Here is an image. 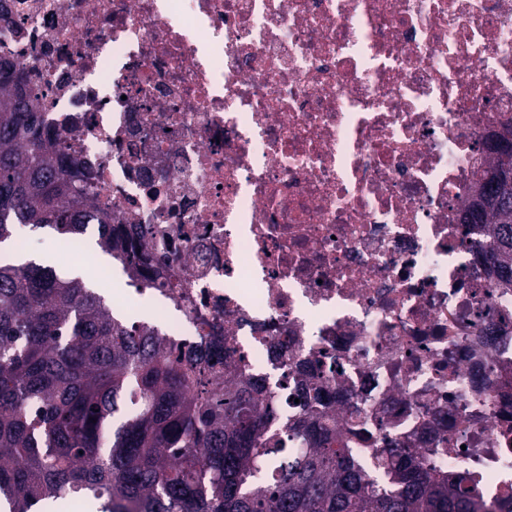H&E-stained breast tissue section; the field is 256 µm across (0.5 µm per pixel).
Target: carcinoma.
I'll use <instances>...</instances> for the list:
<instances>
[{"label":"carcinoma","instance_id":"1","mask_svg":"<svg viewBox=\"0 0 512 512\" xmlns=\"http://www.w3.org/2000/svg\"><path fill=\"white\" fill-rule=\"evenodd\" d=\"M13 65L0 63V244L24 252L17 227L82 240L91 199L60 168ZM494 158L484 194L498 199ZM509 207L476 212L494 242L487 256L512 283ZM97 244L119 261L129 285L158 288L142 239L121 224L96 225ZM167 344L122 319L79 278L45 262L0 259V502L36 512L81 493L99 512H488L470 480L435 478L409 449L386 444L394 468L367 465L319 420L320 382H309L295 414L231 370L224 352ZM224 369V388L212 375ZM303 435L309 448L288 447Z\"/></svg>","mask_w":512,"mask_h":512}]
</instances>
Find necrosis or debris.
Instances as JSON below:
<instances>
[{
  "label": "necrosis or debris",
  "mask_w": 512,
  "mask_h": 512,
  "mask_svg": "<svg viewBox=\"0 0 512 512\" xmlns=\"http://www.w3.org/2000/svg\"><path fill=\"white\" fill-rule=\"evenodd\" d=\"M73 177L177 313L359 460L409 445L512 512V285L458 221L512 125V0H0Z\"/></svg>",
  "instance_id": "1"
}]
</instances>
